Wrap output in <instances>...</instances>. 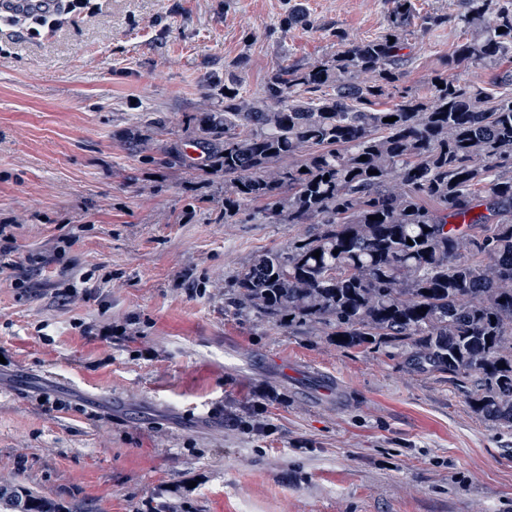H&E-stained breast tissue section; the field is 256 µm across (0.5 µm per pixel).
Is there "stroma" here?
Returning <instances> with one entry per match:
<instances>
[{
	"instance_id": "stroma-1",
	"label": "stroma",
	"mask_w": 512,
	"mask_h": 512,
	"mask_svg": "<svg viewBox=\"0 0 512 512\" xmlns=\"http://www.w3.org/2000/svg\"><path fill=\"white\" fill-rule=\"evenodd\" d=\"M301 2L315 28L282 31L288 0H102L9 40L0 224L50 262L0 280V485L62 512H512V433L450 379L224 308L235 271L300 229L225 223L221 179L167 149L225 65L253 92L335 32L383 29L384 0ZM463 38L416 33L402 87Z\"/></svg>"
}]
</instances>
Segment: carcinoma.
<instances>
[{"mask_svg":"<svg viewBox=\"0 0 512 512\" xmlns=\"http://www.w3.org/2000/svg\"><path fill=\"white\" fill-rule=\"evenodd\" d=\"M386 2L378 37L338 32L336 54L279 65L258 92L224 67L196 115L198 156L176 157L223 178L224 223L309 225L241 266L225 308L446 375L512 430V70L492 92L457 75L512 57V0L421 18L466 34L423 92L398 90L415 4ZM298 26L314 27L300 3L281 21ZM0 512L58 509L0 487Z\"/></svg>","mask_w":512,"mask_h":512,"instance_id":"cac0c4a2","label":"carcinoma"}]
</instances>
